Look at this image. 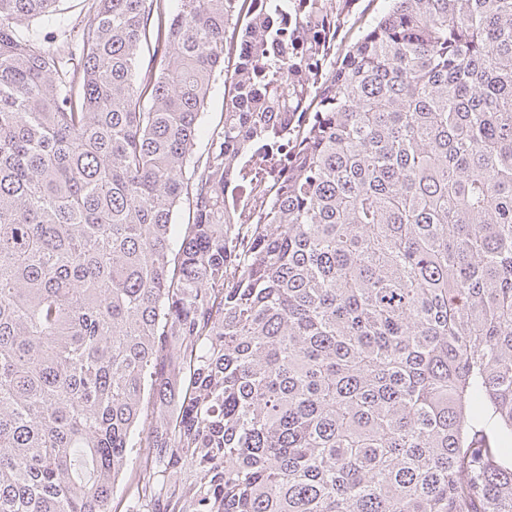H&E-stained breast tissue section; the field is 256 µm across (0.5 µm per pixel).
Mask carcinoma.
<instances>
[{
    "mask_svg": "<svg viewBox=\"0 0 512 512\" xmlns=\"http://www.w3.org/2000/svg\"><path fill=\"white\" fill-rule=\"evenodd\" d=\"M57 2L0 0V512L134 465L128 512H512V0H389L322 77L329 0H92L50 50ZM224 118V75L219 77L213 86L210 98L204 110L201 133L196 141V153L201 158H206L209 148L207 130L213 129ZM267 198L268 194H266V191L256 193L247 199L235 196L234 194L230 197L227 194L224 197V204L227 208H233V210H235L242 224H250L256 214L266 207Z\"/></svg>",
    "mask_w": 512,
    "mask_h": 512,
    "instance_id": "carcinoma-1",
    "label": "carcinoma"
}]
</instances>
